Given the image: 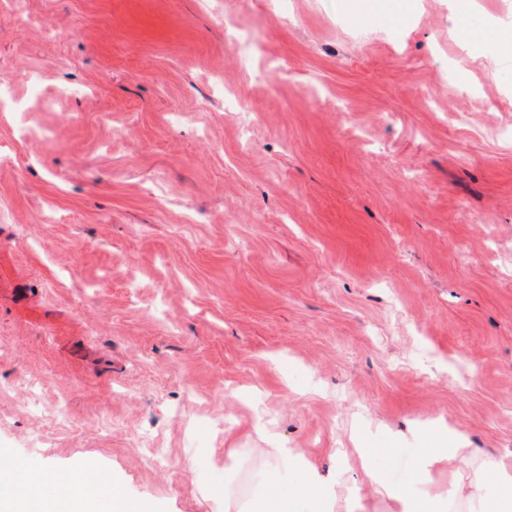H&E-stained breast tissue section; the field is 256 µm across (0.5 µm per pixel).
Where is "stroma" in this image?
<instances>
[{
	"label": "stroma",
	"mask_w": 512,
	"mask_h": 512,
	"mask_svg": "<svg viewBox=\"0 0 512 512\" xmlns=\"http://www.w3.org/2000/svg\"><path fill=\"white\" fill-rule=\"evenodd\" d=\"M509 27L512 0H0L27 75L0 89V447L155 512L248 507L277 447L333 512H393L373 473L472 512L512 463ZM450 427L476 453L424 486ZM487 479L476 476L465 488V498L471 504H491L490 512L512 511V466L486 460Z\"/></svg>",
	"instance_id": "35a3bbf8"
}]
</instances>
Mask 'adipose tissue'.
<instances>
[{
  "label": "adipose tissue",
  "instance_id": "obj_1",
  "mask_svg": "<svg viewBox=\"0 0 512 512\" xmlns=\"http://www.w3.org/2000/svg\"><path fill=\"white\" fill-rule=\"evenodd\" d=\"M271 491L256 512H327L330 491L317 471L308 465L295 448H274ZM487 477H474L465 488L473 504H491V512H512V466L485 461ZM0 468L16 473L28 486L27 495L0 498V512H154L150 503L121 493L103 494L104 478L93 471H77L66 481H58L47 468L31 469L24 461L8 458ZM300 472V482L282 487L281 477Z\"/></svg>",
  "mask_w": 512,
  "mask_h": 512
}]
</instances>
